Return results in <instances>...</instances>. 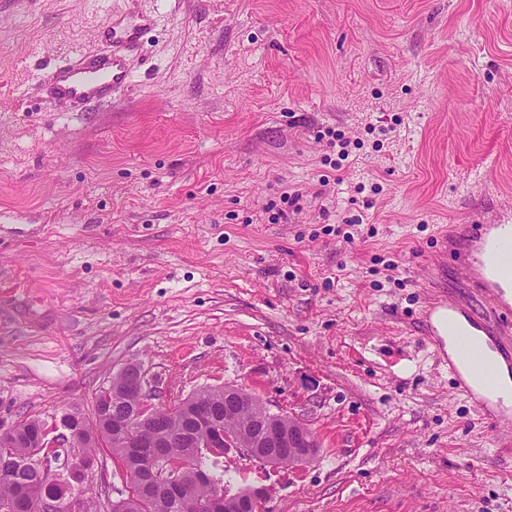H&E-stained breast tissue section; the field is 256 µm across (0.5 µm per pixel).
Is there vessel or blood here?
<instances>
[{"label": "vessel or blood", "mask_w": 512, "mask_h": 512, "mask_svg": "<svg viewBox=\"0 0 512 512\" xmlns=\"http://www.w3.org/2000/svg\"><path fill=\"white\" fill-rule=\"evenodd\" d=\"M152 20L145 14L111 18L103 28L107 52L57 66L51 91L59 102L87 109L111 105L132 85L130 52ZM462 276L484 306L477 313L455 296L431 302L424 331L448 367L458 391L497 432L512 430V222L497 219L457 226Z\"/></svg>", "instance_id": "b4317fda"}]
</instances>
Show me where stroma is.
Listing matches in <instances>:
<instances>
[{
	"instance_id": "35a3bbf8",
	"label": "stroma",
	"mask_w": 512,
	"mask_h": 512,
	"mask_svg": "<svg viewBox=\"0 0 512 512\" xmlns=\"http://www.w3.org/2000/svg\"><path fill=\"white\" fill-rule=\"evenodd\" d=\"M131 11L132 90L62 109L47 73ZM2 214L0 432L135 364L308 424L305 464L225 454L261 512H512V435L423 330L474 301L449 225L512 215V0H0Z\"/></svg>"
}]
</instances>
